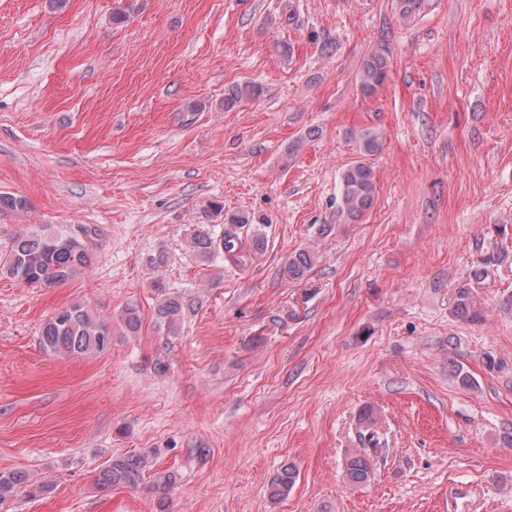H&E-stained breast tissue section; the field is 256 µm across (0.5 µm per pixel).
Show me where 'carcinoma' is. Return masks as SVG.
<instances>
[{"instance_id":"obj_1","label":"carcinoma","mask_w":512,"mask_h":512,"mask_svg":"<svg viewBox=\"0 0 512 512\" xmlns=\"http://www.w3.org/2000/svg\"><path fill=\"white\" fill-rule=\"evenodd\" d=\"M423 0H395V9L403 18L416 15ZM388 56L385 50L370 52L361 62L359 77L363 94L377 92L387 77ZM383 137L373 129H363L357 134V149L362 160L345 169L341 176L342 193L340 209L352 221H357L373 204L376 183L374 169L366 159L383 149ZM28 202L22 196L0 194V212H23ZM209 217L224 218L220 232L214 233L208 224H198L190 238V248L201 262L212 265L227 263L243 269L249 266L263 251L266 244L265 229L268 224L262 215L224 213V205L211 203ZM95 229L81 225L68 230L52 229L46 225L38 232L17 236L8 251L0 256V275L8 276L33 288H50L63 284L90 268L94 253L90 243ZM313 257L307 251L288 256L282 266L283 275L299 279L312 267ZM153 288L161 296L155 308L158 326L168 332L178 327L186 306L185 297L167 290L166 284L156 281ZM455 313L465 321L475 322L482 318L471 294L462 289L457 297ZM121 321L127 333L135 336L142 327L137 306H126ZM43 345L54 353L82 355L88 352L102 353L112 346V322L95 316L79 303L59 309L42 327ZM365 429L359 431L361 449L353 451L346 461L344 477L353 485H364L374 476L375 455L372 451L382 448L378 433L373 428L371 416H363ZM149 467V455H117L95 476L101 489L115 485L136 487L143 481ZM297 473L290 464L283 465L267 485L268 498L277 502L291 493ZM19 490L34 497L47 490V485L32 483L26 472L20 470L0 472V502Z\"/></svg>"}]
</instances>
